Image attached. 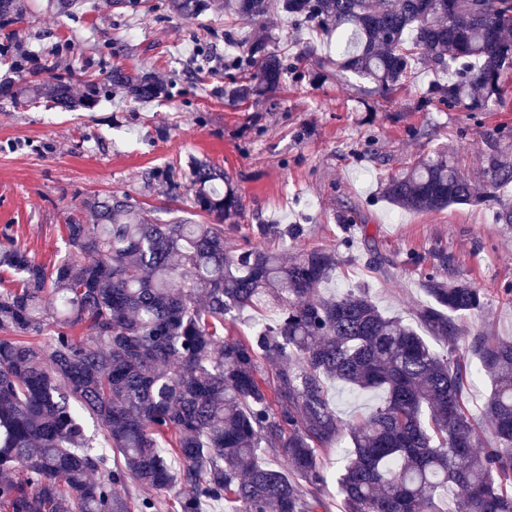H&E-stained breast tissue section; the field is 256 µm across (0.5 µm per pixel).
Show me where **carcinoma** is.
I'll return each mask as SVG.
<instances>
[{"mask_svg":"<svg viewBox=\"0 0 512 512\" xmlns=\"http://www.w3.org/2000/svg\"><path fill=\"white\" fill-rule=\"evenodd\" d=\"M205 4L170 0L184 15ZM274 7L299 33L343 37L334 62L311 48L304 56L336 65L338 79L369 82L372 96L387 98L421 64L454 73L431 86L430 102L468 112L501 102L512 0H224L238 17ZM20 11L18 0H0V27ZM239 47L245 73L229 96L247 103L277 92L288 67L275 45L253 35ZM75 74L51 75L42 94L65 109L114 87L138 103L168 97L151 74L116 65L78 101ZM190 176L202 187L194 207L206 224H160L116 193L82 201L95 223L65 225L67 251L50 268L13 240L0 243V512H201L222 500L233 512H330L322 492L333 481L343 512H512V340L478 334L468 355H455L466 335L457 317L481 315L482 289L424 277L429 302L417 319L446 347L439 353L366 288L318 294L336 253L311 248L290 259L252 244L285 237L277 224H256L241 246L227 247L224 223L241 214V196L211 187L217 174L207 164ZM482 182L435 151L389 178L382 194L417 212L485 201L498 223L512 224V196L500 194L512 185V159L485 154ZM261 295L278 319L233 333ZM471 356L492 382L479 425L464 400ZM332 380L383 396L344 422ZM88 417L103 439L88 434ZM345 444L334 476L321 455ZM138 486L176 489L174 505L133 497Z\"/></svg>","mask_w":512,"mask_h":512,"instance_id":"cac0c4a2","label":"carcinoma"}]
</instances>
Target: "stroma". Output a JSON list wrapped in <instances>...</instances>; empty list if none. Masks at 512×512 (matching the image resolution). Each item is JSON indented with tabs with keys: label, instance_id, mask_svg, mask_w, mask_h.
Wrapping results in <instances>:
<instances>
[{
	"label": "stroma",
	"instance_id": "35a3bbf8",
	"mask_svg": "<svg viewBox=\"0 0 512 512\" xmlns=\"http://www.w3.org/2000/svg\"><path fill=\"white\" fill-rule=\"evenodd\" d=\"M181 16L169 0L149 10L122 13L112 0H86L75 17L58 15L51 0H20L24 18L0 29L16 52L52 72L70 62L74 45L88 70L109 59L150 72L170 86L161 103H136L120 95L90 108L66 110L40 99L14 105L0 98V235L8 234L50 266L65 253V225L91 223L81 203L93 196L127 193L162 220L204 223L192 206L197 185L185 183L167 198L149 172L170 164L210 163L241 195L243 211L228 245L241 243L253 224L301 225L288 236L289 253L317 245L335 251L338 267L323 294L368 289L390 316L416 323L427 297L425 274L465 280L485 293L482 319L462 318L467 351L472 335L512 340V224L496 221L493 208L453 205L441 211H404L381 194L382 183L444 148L470 173L484 155L512 156V71L502 77L507 94L492 112H465L420 102L445 73L422 68L390 101L368 111L366 81L318 78L307 66L290 70L276 93L257 103H233L224 87L236 70L238 37L263 31L279 37V51L294 58L285 35L286 13L228 21L222 4ZM448 253L440 267L439 253Z\"/></svg>",
	"mask_w": 512,
	"mask_h": 512
}]
</instances>
